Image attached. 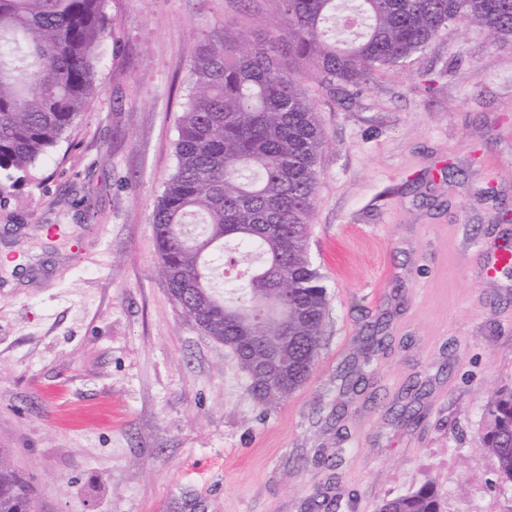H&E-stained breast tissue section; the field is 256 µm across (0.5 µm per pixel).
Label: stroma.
Instances as JSON below:
<instances>
[{
  "instance_id": "35a3bbf8",
  "label": "stroma",
  "mask_w": 512,
  "mask_h": 512,
  "mask_svg": "<svg viewBox=\"0 0 512 512\" xmlns=\"http://www.w3.org/2000/svg\"><path fill=\"white\" fill-rule=\"evenodd\" d=\"M106 12L98 93L0 206V448L36 512H169L188 493L204 512H306L326 490L377 512L428 478L447 512H504L473 450L512 385V272L484 271L512 237V46L456 22L405 66L330 90L282 55L325 134L309 252L328 307L308 380L267 412L170 295L151 221L199 46L228 22L278 33L281 0ZM346 369L365 388H342ZM331 454L332 475L315 463Z\"/></svg>"
}]
</instances>
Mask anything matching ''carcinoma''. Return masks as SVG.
Masks as SVG:
<instances>
[{"label":"carcinoma","instance_id":"1","mask_svg":"<svg viewBox=\"0 0 512 512\" xmlns=\"http://www.w3.org/2000/svg\"><path fill=\"white\" fill-rule=\"evenodd\" d=\"M107 0H0V203L30 178L96 91L100 47L112 36ZM282 37L249 43L224 25L202 46L174 143L176 166L152 213L160 272L186 316L257 370L249 389L268 411L297 391L318 358L326 287L309 256L318 163L325 140L299 73L278 56L308 61L322 84L357 85L403 65L448 24L483 28L512 46V0H283ZM365 32L342 49L327 22ZM203 231L191 235L187 226ZM240 252L244 266L230 254ZM234 287H215L219 267ZM288 359V373L278 360ZM476 452L495 460L512 492V386L487 402ZM0 512H36L28 484L0 449ZM378 512H445L434 482L382 499Z\"/></svg>","mask_w":512,"mask_h":512}]
</instances>
